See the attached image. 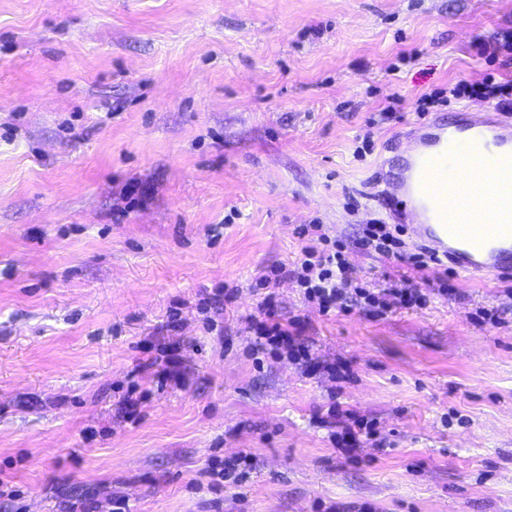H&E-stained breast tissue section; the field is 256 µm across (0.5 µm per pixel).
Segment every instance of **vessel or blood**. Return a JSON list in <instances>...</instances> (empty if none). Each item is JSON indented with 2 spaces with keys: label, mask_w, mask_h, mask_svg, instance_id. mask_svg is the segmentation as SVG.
Masks as SVG:
<instances>
[{
  "label": "vessel or blood",
  "mask_w": 512,
  "mask_h": 512,
  "mask_svg": "<svg viewBox=\"0 0 512 512\" xmlns=\"http://www.w3.org/2000/svg\"><path fill=\"white\" fill-rule=\"evenodd\" d=\"M491 144L499 148V177H512V121L504 111H467L454 122L424 126L422 132L407 135L404 166L385 196L393 204L412 201L414 239L432 254L472 277L512 278V198L481 193L482 231L469 236L449 223L444 206L426 184L427 178L456 174L468 159L484 157Z\"/></svg>",
  "instance_id": "b4317fda"
}]
</instances>
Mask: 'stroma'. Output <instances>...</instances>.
I'll list each match as a JSON object with an SVG mask.
<instances>
[{
    "label": "stroma",
    "mask_w": 512,
    "mask_h": 512,
    "mask_svg": "<svg viewBox=\"0 0 512 512\" xmlns=\"http://www.w3.org/2000/svg\"><path fill=\"white\" fill-rule=\"evenodd\" d=\"M507 32L512 0H0V512H512V282L457 273L374 318L281 280L306 363L253 356L247 322L301 225L411 241L381 198L403 133L481 106L416 102L511 76L474 49ZM351 258L376 287L438 275ZM333 404L375 424L358 462ZM238 460L224 461V463H216L210 470V476L215 482L213 486H219L222 482L224 487L238 486L241 484L244 475L238 473L237 463Z\"/></svg>",
    "instance_id": "35a3bbf8"
}]
</instances>
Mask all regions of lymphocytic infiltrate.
I'll use <instances>...</instances> for the list:
<instances>
[{
  "label": "lymphocytic infiltrate",
  "mask_w": 512,
  "mask_h": 512,
  "mask_svg": "<svg viewBox=\"0 0 512 512\" xmlns=\"http://www.w3.org/2000/svg\"><path fill=\"white\" fill-rule=\"evenodd\" d=\"M448 97L458 101L480 98L495 108L511 110L512 79L497 83L488 77L472 82L462 80L449 87L447 97H425L421 99L420 104L424 107L440 105ZM401 233V226L376 219L360 225L354 245L359 252L379 254L416 270L442 267V260L426 248L407 250ZM298 234L308 241L307 247L302 250L300 260L289 269H271L260 279L267 292L260 303L262 318L251 321L255 333V353L267 354L274 358L285 354L295 360L308 356L303 324L296 319L282 320L275 310L276 295L271 292L270 287L284 278L295 281L302 288L305 300L318 306L324 313L337 311L348 314L362 309L371 316L381 317L396 306L425 308L434 296L449 292L448 278L444 275L437 277L428 288L413 284L404 288H368L366 282L362 281L358 268L342 246H335L330 252L324 250L323 245L328 242L329 237L323 225H303Z\"/></svg>",
  "instance_id": "lymphocytic-infiltrate-1"
}]
</instances>
